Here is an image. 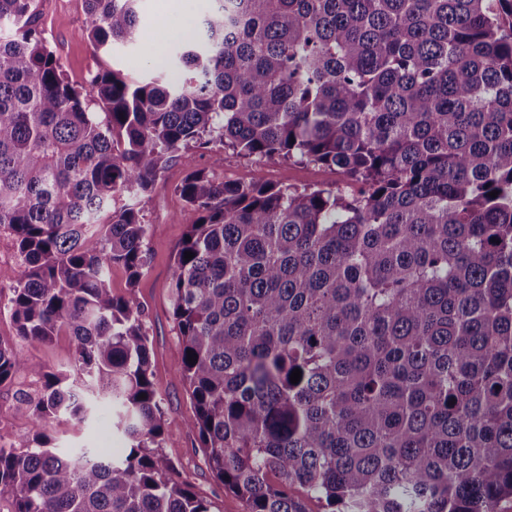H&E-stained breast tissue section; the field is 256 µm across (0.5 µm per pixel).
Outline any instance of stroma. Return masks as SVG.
Wrapping results in <instances>:
<instances>
[{
	"instance_id": "35a3bbf8",
	"label": "stroma",
	"mask_w": 512,
	"mask_h": 512,
	"mask_svg": "<svg viewBox=\"0 0 512 512\" xmlns=\"http://www.w3.org/2000/svg\"><path fill=\"white\" fill-rule=\"evenodd\" d=\"M39 26L55 52L66 77L75 87H84L95 71L116 69L129 80H146L157 75L174 50L196 32L207 12L209 0H177L173 12L161 9L162 0H143V25L147 51L135 48L111 52L96 48L85 35L86 13L81 0H37ZM212 172L221 180L249 182L260 179L297 188L314 186L346 187L347 180L336 170L294 160L244 157L222 144L190 149L187 157L173 160L157 180L144 208L148 226L147 267L136 286H129L122 268L112 270L114 296L132 300L142 310L148 333L154 339L155 383L162 405L171 418L189 416V396L180 380L182 346L171 308L173 257L190 224L198 214L175 193L189 167ZM21 268L14 236L0 228V343L21 345L8 309V299ZM26 369L0 384V444L31 448L41 434H48L51 446L62 451L74 447L101 448L122 454L126 440L112 426V413L99 408L84 422L63 417L52 430L38 424L29 406L41 385L36 370H67L74 361V339L63 332L45 344L27 348ZM162 453L188 478L194 490L210 501L212 512H243L241 501L225 492L213 476L197 433L173 431L162 444Z\"/></svg>"
}]
</instances>
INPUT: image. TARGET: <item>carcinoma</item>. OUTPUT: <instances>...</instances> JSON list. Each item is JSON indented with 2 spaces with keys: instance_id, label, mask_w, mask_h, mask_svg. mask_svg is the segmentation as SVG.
Returning a JSON list of instances; mask_svg holds the SVG:
<instances>
[{
  "instance_id": "cac0c4a2",
  "label": "carcinoma",
  "mask_w": 512,
  "mask_h": 512,
  "mask_svg": "<svg viewBox=\"0 0 512 512\" xmlns=\"http://www.w3.org/2000/svg\"><path fill=\"white\" fill-rule=\"evenodd\" d=\"M141 2L84 0L88 39L144 46ZM210 2L172 61L180 83L114 70L79 89L34 0H0V227L22 260L8 308L25 345L63 330L75 342L72 372H36L32 414L49 429L108 398L129 443L120 457L1 444L0 498L12 512H211L160 452L184 428L245 512H499L512 499V0ZM210 141L333 167L360 189L189 169L177 191L199 219L171 304L193 412L176 420L142 311L109 279L114 265L133 285L143 275L142 199ZM25 367L0 345V384Z\"/></svg>"
}]
</instances>
